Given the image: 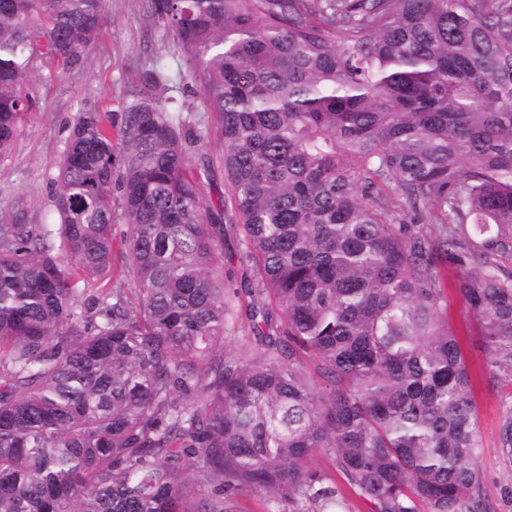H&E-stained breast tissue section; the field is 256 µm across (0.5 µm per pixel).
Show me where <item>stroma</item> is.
<instances>
[{
    "label": "stroma",
    "mask_w": 512,
    "mask_h": 512,
    "mask_svg": "<svg viewBox=\"0 0 512 512\" xmlns=\"http://www.w3.org/2000/svg\"><path fill=\"white\" fill-rule=\"evenodd\" d=\"M107 23L85 66L61 71L56 62L34 58L27 86L30 105L10 149L0 154V218L14 200L24 199L34 223L54 221L50 196L72 128L90 112L120 123L142 72L160 62L170 75L185 64L171 35L156 28L144 0H106ZM237 227L224 229V257L218 275L239 288L250 275L240 258ZM448 319L464 349L480 418L477 465L493 512H512V450L503 445V427L512 419V377L491 374L484 342L477 336L465 301L448 295Z\"/></svg>",
    "instance_id": "35a3bbf8"
}]
</instances>
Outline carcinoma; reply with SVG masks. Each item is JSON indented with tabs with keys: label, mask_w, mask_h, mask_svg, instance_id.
Here are the masks:
<instances>
[{
	"label": "carcinoma",
	"mask_w": 512,
	"mask_h": 512,
	"mask_svg": "<svg viewBox=\"0 0 512 512\" xmlns=\"http://www.w3.org/2000/svg\"><path fill=\"white\" fill-rule=\"evenodd\" d=\"M147 2L210 121L156 63L119 128L74 127L60 223L19 198L0 224V512H321L319 452L374 512H491L448 271L512 377V0ZM106 20L0 0V153L31 59L84 65ZM227 223L253 262L236 352ZM118 243L132 288L103 287Z\"/></svg>",
	"instance_id": "carcinoma-1"
}]
</instances>
